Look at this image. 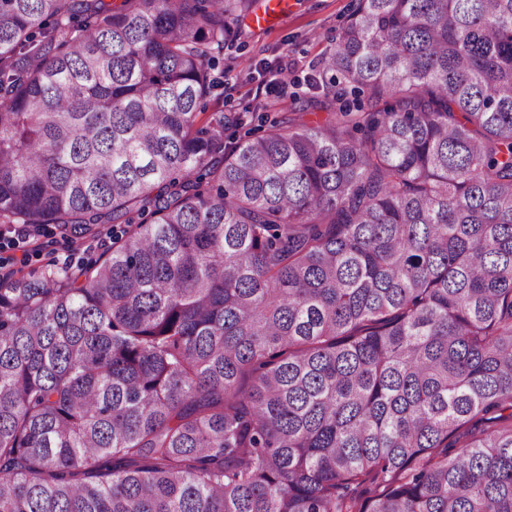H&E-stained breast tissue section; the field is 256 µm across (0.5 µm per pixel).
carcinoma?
<instances>
[{"instance_id": "1", "label": "carcinoma", "mask_w": 512, "mask_h": 512, "mask_svg": "<svg viewBox=\"0 0 512 512\" xmlns=\"http://www.w3.org/2000/svg\"><path fill=\"white\" fill-rule=\"evenodd\" d=\"M258 8L0 0V235L112 225L0 282V512H512V0H358L311 125L201 107Z\"/></svg>"}]
</instances>
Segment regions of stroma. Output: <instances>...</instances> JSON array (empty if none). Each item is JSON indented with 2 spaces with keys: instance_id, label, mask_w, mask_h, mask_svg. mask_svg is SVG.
Returning <instances> with one entry per match:
<instances>
[{
  "instance_id": "35a3bbf8",
  "label": "stroma",
  "mask_w": 512,
  "mask_h": 512,
  "mask_svg": "<svg viewBox=\"0 0 512 512\" xmlns=\"http://www.w3.org/2000/svg\"><path fill=\"white\" fill-rule=\"evenodd\" d=\"M354 9V0H288V11L266 28L245 26L219 54L224 71L208 110L290 112L292 97L276 94L278 81L307 82L318 75Z\"/></svg>"
}]
</instances>
